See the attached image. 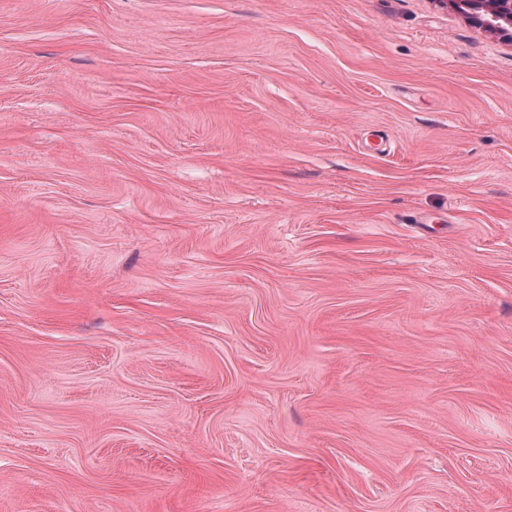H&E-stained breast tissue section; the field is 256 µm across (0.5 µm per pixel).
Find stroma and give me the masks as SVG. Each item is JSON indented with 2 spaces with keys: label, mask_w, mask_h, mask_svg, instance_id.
Wrapping results in <instances>:
<instances>
[{
  "label": "stroma",
  "mask_w": 512,
  "mask_h": 512,
  "mask_svg": "<svg viewBox=\"0 0 512 512\" xmlns=\"http://www.w3.org/2000/svg\"><path fill=\"white\" fill-rule=\"evenodd\" d=\"M0 512H512V44L0 0Z\"/></svg>",
  "instance_id": "35a3bbf8"
}]
</instances>
